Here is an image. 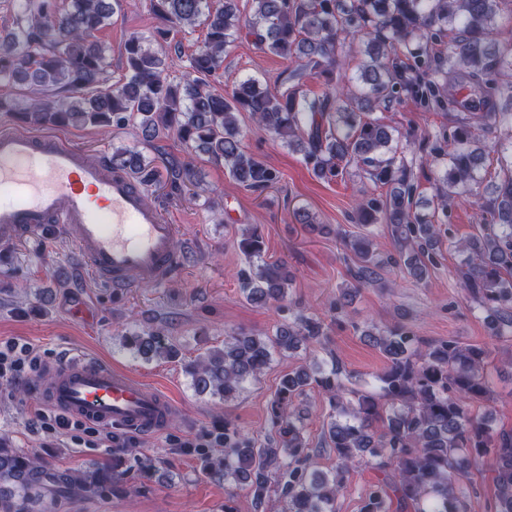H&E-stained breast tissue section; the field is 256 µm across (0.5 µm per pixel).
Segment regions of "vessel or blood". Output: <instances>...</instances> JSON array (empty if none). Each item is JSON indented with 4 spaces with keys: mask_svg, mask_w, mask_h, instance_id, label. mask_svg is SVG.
<instances>
[{
    "mask_svg": "<svg viewBox=\"0 0 512 512\" xmlns=\"http://www.w3.org/2000/svg\"><path fill=\"white\" fill-rule=\"evenodd\" d=\"M0 243L65 231L100 281L123 290L165 283L184 258L177 225L151 205L144 185L112 172L54 134L0 130ZM47 404L90 423L153 435L165 430L172 401L126 371L72 353L51 365Z\"/></svg>",
    "mask_w": 512,
    "mask_h": 512,
    "instance_id": "vessel-or-blood-1",
    "label": "vessel or blood"
}]
</instances>
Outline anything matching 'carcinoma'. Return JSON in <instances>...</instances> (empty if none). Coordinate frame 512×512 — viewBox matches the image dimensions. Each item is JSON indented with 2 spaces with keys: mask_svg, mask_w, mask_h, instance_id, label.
Wrapping results in <instances>:
<instances>
[{
  "mask_svg": "<svg viewBox=\"0 0 512 512\" xmlns=\"http://www.w3.org/2000/svg\"><path fill=\"white\" fill-rule=\"evenodd\" d=\"M502 0H251L243 13L237 0H152L164 22L165 39L175 27L200 20L206 34L178 83L163 77L162 58L137 35L123 45L125 73L109 83L97 33L114 14L111 0H21L13 28L0 44V82L34 92L22 117L32 124L132 126L146 138L174 131L188 147L228 170L239 185L265 190L278 173L243 146L238 115L251 113L259 126L300 152L319 178H335L354 165L376 183L391 186L384 201L360 203L357 223L389 227L398 258L416 280L433 263L440 230L432 216L413 209L416 187L411 166L396 155L393 137L372 113L395 94L413 96L426 108L443 109L455 100L440 85L460 71L481 89L469 107L471 120L450 133L451 148H436L426 159L438 170V193L453 196L481 180L486 151L472 125L489 129L512 124V44L498 42ZM453 32L446 53L429 54L432 39ZM263 51L299 63L289 85L262 86L255 77L219 95L208 77L224 53L242 37ZM359 39L366 57L357 77L336 69L338 45ZM324 78L319 93L304 89L302 77ZM503 177L485 208L480 236L458 243L466 253L458 269L470 303L485 313L489 337L512 342V136L491 146ZM112 165L141 175L147 165L136 151L112 158ZM356 258V284L376 281L382 261L366 235L345 241ZM249 269L240 275L244 297L274 305L289 292L293 275L284 261L263 260L264 238L252 227L238 242ZM326 337L317 315L300 311L271 336L239 332L198 359L182 361L199 393L232 399L258 380L274 355H294ZM363 337L387 357L373 384L343 374L339 359L325 367L303 363L284 374L268 408L269 433L260 443L229 421L223 434L202 451L210 476L233 483L258 503L273 492L285 512H336L349 469L364 463L382 473L383 484L365 493L361 512H391V497L411 512H471V470L495 473L493 512H512V431L497 430L490 418L472 412L489 400L484 345L457 338L427 340L404 323L366 327ZM134 355L172 361L179 350L159 331L124 337ZM325 394L330 406L323 431L336 454V468L311 462L305 437L306 415L298 400L306 389ZM121 490L120 473L100 471L91 478L51 473L36 459L0 442V512H50L52 497Z\"/></svg>",
  "mask_w": 512,
  "mask_h": 512,
  "instance_id": "carcinoma-1",
  "label": "carcinoma"
}]
</instances>
